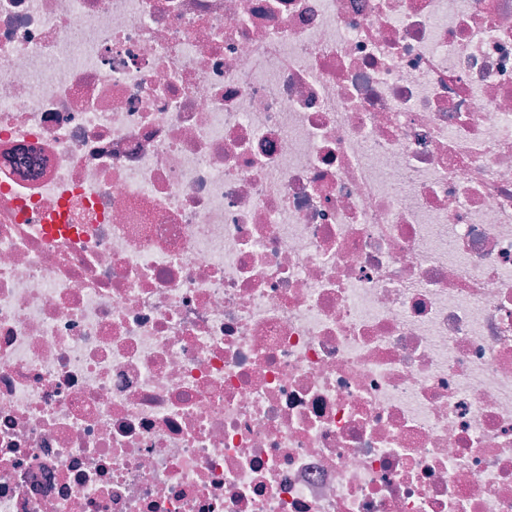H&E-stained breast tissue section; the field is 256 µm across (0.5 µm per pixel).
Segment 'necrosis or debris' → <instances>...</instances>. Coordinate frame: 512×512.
Listing matches in <instances>:
<instances>
[{"label": "necrosis or debris", "instance_id": "necrosis-or-debris-1", "mask_svg": "<svg viewBox=\"0 0 512 512\" xmlns=\"http://www.w3.org/2000/svg\"><path fill=\"white\" fill-rule=\"evenodd\" d=\"M0 512H512V0H0Z\"/></svg>", "mask_w": 512, "mask_h": 512}]
</instances>
